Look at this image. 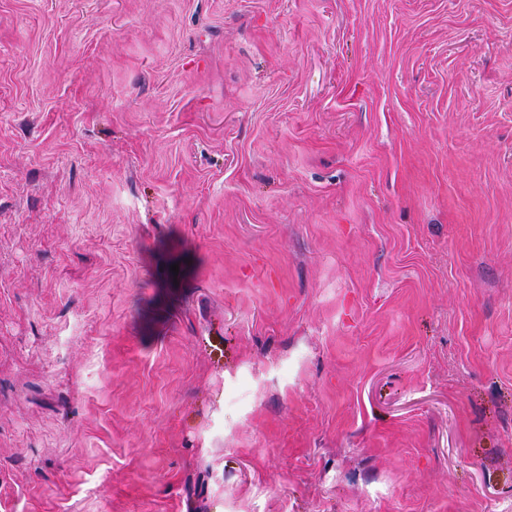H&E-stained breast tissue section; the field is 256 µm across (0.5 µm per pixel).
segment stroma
<instances>
[{
  "label": "stroma",
  "instance_id": "obj_1",
  "mask_svg": "<svg viewBox=\"0 0 512 512\" xmlns=\"http://www.w3.org/2000/svg\"><path fill=\"white\" fill-rule=\"evenodd\" d=\"M0 512H512V0H0Z\"/></svg>",
  "mask_w": 512,
  "mask_h": 512
}]
</instances>
